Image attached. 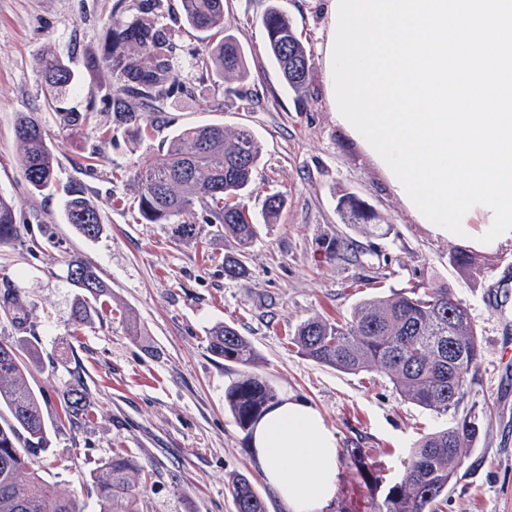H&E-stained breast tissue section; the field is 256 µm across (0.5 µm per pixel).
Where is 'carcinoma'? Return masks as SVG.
Wrapping results in <instances>:
<instances>
[{
  "instance_id": "cac0c4a2",
  "label": "carcinoma",
  "mask_w": 512,
  "mask_h": 512,
  "mask_svg": "<svg viewBox=\"0 0 512 512\" xmlns=\"http://www.w3.org/2000/svg\"><path fill=\"white\" fill-rule=\"evenodd\" d=\"M160 0H151L140 15L108 27V50L92 58L90 67L110 71L116 91L143 101L153 100L181 84L173 65L175 29L187 25L206 38L220 39L195 64L209 68L217 79L247 78L245 56L226 33L224 0H180V13L161 24L155 19ZM267 57L289 88L307 87L310 55L288 15L277 6L262 19ZM42 82L61 91L73 76L55 55L41 58ZM24 180L35 192L53 186L55 156L37 117L22 113L15 126ZM261 147L247 129L229 135L222 125L182 130L166 149L140 158L132 171L138 191V211L148 224H171L181 239L198 235L193 218L219 224L239 245L224 258V275L246 276L247 254L257 236V224L246 202ZM284 198L268 195L262 205L266 224L273 223ZM338 207L352 224L375 219L364 201L342 195ZM65 223L79 236L94 239L102 232L99 208L80 189L69 191L63 207ZM18 221L12 198L0 194V243L14 239ZM67 279L77 289L74 330L103 312L110 286L98 270L78 256L67 260ZM288 343L317 363L343 372L373 370L385 375L405 399L437 415H457L476 384L480 349L478 329L467 307L446 287L428 285L388 296L364 298L345 320L314 317L302 322ZM211 354L244 368L225 389L224 403L238 428L251 436L256 423L279 401L277 389L249 371L257 363L254 346L227 323L208 336ZM35 351L21 344L0 343V512H84L75 495L44 480L32 469L30 449L46 444L48 424L41 400L27 382ZM60 403L67 419L86 421L91 408L84 393L70 389ZM476 405L454 425L424 435L408 460L406 480L393 484L374 512H438L448 485L461 463L463 450L478 436ZM144 467L115 452L95 470L99 512H140L138 477ZM235 512H266L264 500L249 477L228 482Z\"/></svg>"
}]
</instances>
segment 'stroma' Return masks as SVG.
Segmentation results:
<instances>
[{
	"mask_svg": "<svg viewBox=\"0 0 512 512\" xmlns=\"http://www.w3.org/2000/svg\"><path fill=\"white\" fill-rule=\"evenodd\" d=\"M278 2L312 59L305 94L289 90L265 54L261 19ZM143 0H0V193L17 207L19 235L0 244V342L27 340L37 352L28 380L44 397L49 425L33 466L76 491L85 512H98L91 471L113 452L142 464L150 478L141 512H234L228 480L249 476L267 512H286L265 484L250 444L224 406V390L240 369L210 354L207 336L235 326L258 354L256 371L280 396L309 401L336 434V497L325 512H373L405 473L404 461L426 433L446 426L395 391L376 372L345 373L289 347L298 324L349 315L360 300L421 284L448 287L480 329L481 357L473 398L479 435L464 454L441 512H512V250L495 253L435 235L415 223L368 153L337 125L326 90L325 0H224L229 31L245 52L249 76L227 84L199 69L194 29L180 27L175 60L182 83L148 112L149 135L117 121L112 76L90 71L103 56L107 23L139 14ZM57 55L74 85L50 108L38 77L39 58ZM38 117L55 155L59 190L37 193L24 180L15 137L17 117ZM219 124L250 130L261 161L250 203L280 192L284 206L259 224L248 275H224L235 240L220 225L198 224L193 240L174 239L170 225L149 224L138 211L127 170L167 147L180 131ZM67 187L81 188L102 214L94 239L60 218ZM351 193L373 224L349 223L336 208ZM472 263L458 265L459 253ZM94 265L112 288L111 317L72 326L76 291L67 260ZM86 393L93 418H62L59 394ZM366 451L355 465L352 449Z\"/></svg>",
	"mask_w": 512,
	"mask_h": 512,
	"instance_id": "obj_1",
	"label": "stroma"
}]
</instances>
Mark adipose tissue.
<instances>
[{"mask_svg":"<svg viewBox=\"0 0 512 512\" xmlns=\"http://www.w3.org/2000/svg\"><path fill=\"white\" fill-rule=\"evenodd\" d=\"M255 462L287 512H324L336 495V435L311 403L282 398L255 426Z\"/></svg>","mask_w":512,"mask_h":512,"instance_id":"obj_1","label":"adipose tissue"}]
</instances>
